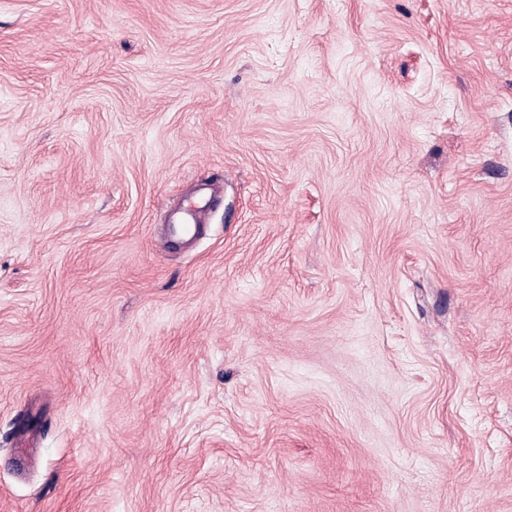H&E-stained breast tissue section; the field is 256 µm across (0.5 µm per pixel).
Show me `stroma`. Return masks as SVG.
Returning a JSON list of instances; mask_svg holds the SVG:
<instances>
[{
	"instance_id": "1",
	"label": "stroma",
	"mask_w": 512,
	"mask_h": 512,
	"mask_svg": "<svg viewBox=\"0 0 512 512\" xmlns=\"http://www.w3.org/2000/svg\"><path fill=\"white\" fill-rule=\"evenodd\" d=\"M0 512H512V0H0Z\"/></svg>"
}]
</instances>
